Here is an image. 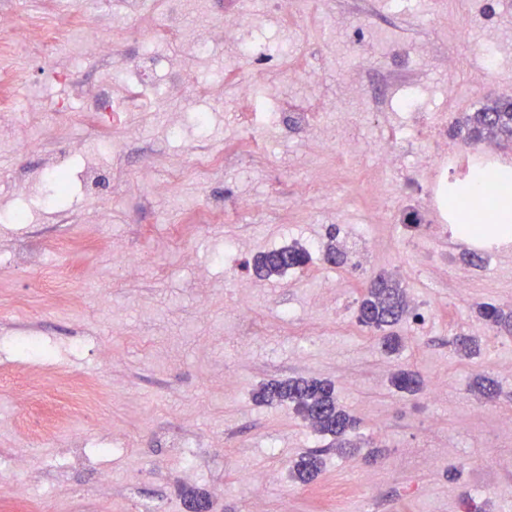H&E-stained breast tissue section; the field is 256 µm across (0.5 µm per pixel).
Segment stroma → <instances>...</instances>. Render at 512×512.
<instances>
[{
    "label": "stroma",
    "mask_w": 512,
    "mask_h": 512,
    "mask_svg": "<svg viewBox=\"0 0 512 512\" xmlns=\"http://www.w3.org/2000/svg\"><path fill=\"white\" fill-rule=\"evenodd\" d=\"M242 18L239 38L265 52L279 38L299 45L298 59L315 84L280 82L279 93L304 101L321 128L336 135L318 153L292 120L247 127L236 83L247 77L231 46L220 44L186 61L189 74L223 71L219 97L181 96L156 111L134 112L129 125L102 123L76 107L64 70L78 68L90 83H112L107 63L79 36V59L46 51L28 62L25 84L0 71V93L44 112L13 116L38 148L0 141V448L29 458L16 483L26 497L0 488V512H187L185 494L205 493L211 512H512V339L485 330L477 315L489 303L512 308V263L501 256L467 266L448 245V229L434 222L411 233L403 221L427 174L418 153L439 141L463 146L458 128L482 105L512 99V0H303L292 23L263 0H202L184 23L220 26L226 12ZM95 24L118 62L140 58L138 38L113 26L110 11ZM495 42L493 69L479 48ZM426 47L423 65L411 59ZM415 93L417 118H432L440 140L405 139L404 112L391 99ZM59 102L70 103L66 112ZM210 116L206 132L191 122ZM184 114L181 137L169 115ZM101 126L108 152H69ZM369 144L344 153L342 133ZM206 139L223 159L207 176L190 169L188 149ZM395 149L398 167L383 175L384 197L366 186L379 167L372 145ZM183 168L171 194L143 178L146 164ZM72 171L74 190L53 196L46 172ZM335 192L298 208L295 193L313 174ZM30 195L19 200L18 185ZM240 197L255 209L243 222L224 218ZM28 207V220L3 214ZM351 251L366 250V266L350 271L324 261L330 232ZM240 246L227 264L228 243ZM127 264H118L113 244ZM294 243L315 246L306 267L261 281L239 307L237 279L251 277L254 257ZM467 268L470 286L453 285ZM384 272L420 301L423 321H403L400 352L385 356L377 331L358 321L371 275ZM461 333L481 338L478 355H457ZM20 336L37 337L51 353L43 361L15 352ZM419 371L439 388L413 397L390 384L396 369ZM491 375L493 397L472 388ZM318 377L334 383L338 401L360 421L362 442L381 457L337 451L288 406L256 404L271 380ZM322 449V473L308 483L290 466L301 453ZM200 475L185 479L183 450ZM112 473L103 490L101 471ZM267 472L271 481L254 485ZM377 479L366 488L365 475Z\"/></svg>",
    "instance_id": "obj_1"
}]
</instances>
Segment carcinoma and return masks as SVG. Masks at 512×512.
<instances>
[{
    "label": "carcinoma",
    "mask_w": 512,
    "mask_h": 512,
    "mask_svg": "<svg viewBox=\"0 0 512 512\" xmlns=\"http://www.w3.org/2000/svg\"><path fill=\"white\" fill-rule=\"evenodd\" d=\"M466 140L472 144L488 136H498L512 141V101L495 102L471 113L466 120ZM495 191L481 198V207L494 215L493 206L500 193L512 187V180L500 178L494 181ZM330 237L326 245L327 261L336 265L348 263V254L333 243ZM312 253L297 243L278 250L263 252L253 261V273L259 279H269L287 271L303 267L311 260ZM408 295L398 282L384 276L374 277L358 308V321L377 330L392 328L407 315ZM478 314L492 331L512 335V311H504L493 304L478 306ZM400 392L416 395L422 390L419 374L399 370L391 378ZM256 399L267 405H288L316 432L333 437L336 448L357 449L349 435L357 427V421L339 403L334 384L319 378H289L268 382L260 387ZM323 468L321 451L315 449L300 454L291 466L295 478L302 482L314 479Z\"/></svg>",
    "instance_id": "cac0c4a2"
}]
</instances>
